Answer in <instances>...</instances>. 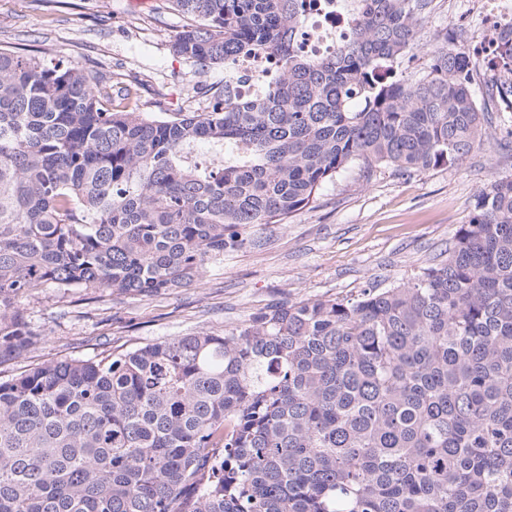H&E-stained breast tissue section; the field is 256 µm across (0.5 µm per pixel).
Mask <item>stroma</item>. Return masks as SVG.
<instances>
[{"label":"stroma","instance_id":"1","mask_svg":"<svg viewBox=\"0 0 512 512\" xmlns=\"http://www.w3.org/2000/svg\"><path fill=\"white\" fill-rule=\"evenodd\" d=\"M185 23L169 0H0V45L79 65L116 103L138 84L143 112H209L224 88L223 66L203 70L173 53ZM441 28L465 51L490 35L465 0H433L409 72L428 65L424 44ZM499 138L498 127H489L481 151L462 165L409 176L385 165L352 164L322 187L311 207L285 223L254 228L250 244L210 261L183 288L148 296L37 289L17 305L42 341L18 363L0 367V379L170 336L220 335L282 300L342 299L372 286L393 287L441 259L481 188L512 176V152L501 149Z\"/></svg>","mask_w":512,"mask_h":512}]
</instances>
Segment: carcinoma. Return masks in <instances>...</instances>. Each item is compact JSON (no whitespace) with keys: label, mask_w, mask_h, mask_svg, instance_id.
I'll return each mask as SVG.
<instances>
[{"label":"carcinoma","mask_w":512,"mask_h":512,"mask_svg":"<svg viewBox=\"0 0 512 512\" xmlns=\"http://www.w3.org/2000/svg\"><path fill=\"white\" fill-rule=\"evenodd\" d=\"M170 2L178 56L266 54L274 86L157 117L0 47V366L40 341L15 304L37 288H182L352 163H463L490 124L477 67L512 75L510 24L490 57L440 29L403 76L430 0H355L319 59L296 48L316 0ZM493 88L512 111V80ZM202 142L224 159H195ZM0 512H512V177L392 288L0 381Z\"/></svg>","instance_id":"cac0c4a2"}]
</instances>
